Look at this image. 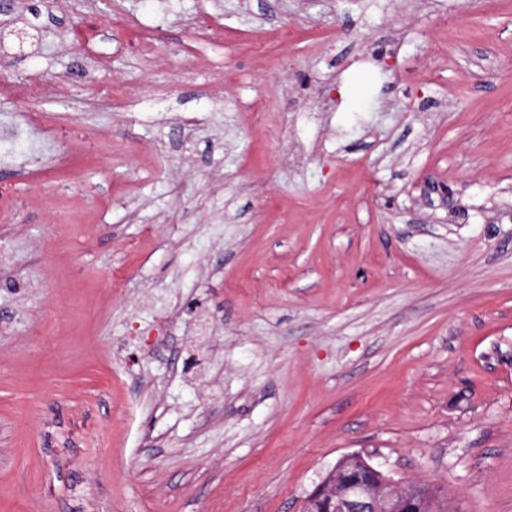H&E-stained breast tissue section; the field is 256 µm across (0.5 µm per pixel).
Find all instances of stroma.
I'll use <instances>...</instances> for the list:
<instances>
[{
  "instance_id": "35a3bbf8",
  "label": "stroma",
  "mask_w": 512,
  "mask_h": 512,
  "mask_svg": "<svg viewBox=\"0 0 512 512\" xmlns=\"http://www.w3.org/2000/svg\"><path fill=\"white\" fill-rule=\"evenodd\" d=\"M10 3L0 512H512V0ZM437 501L420 484L394 479L353 453L342 458L306 498L303 512H439Z\"/></svg>"
}]
</instances>
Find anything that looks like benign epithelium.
<instances>
[{"label":"benign epithelium","instance_id":"1","mask_svg":"<svg viewBox=\"0 0 512 512\" xmlns=\"http://www.w3.org/2000/svg\"><path fill=\"white\" fill-rule=\"evenodd\" d=\"M303 512H440V508L419 484L396 480L372 457L353 453L309 494Z\"/></svg>","mask_w":512,"mask_h":512}]
</instances>
